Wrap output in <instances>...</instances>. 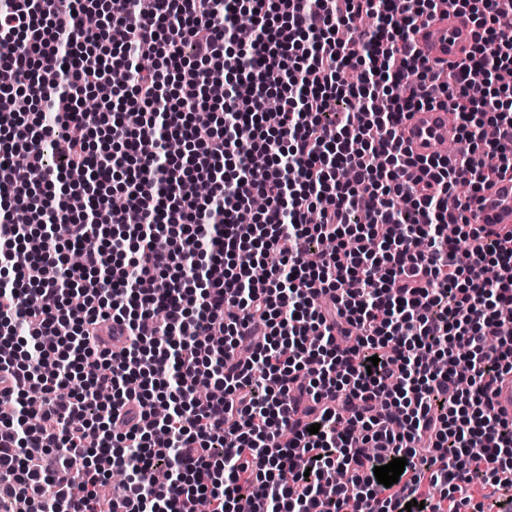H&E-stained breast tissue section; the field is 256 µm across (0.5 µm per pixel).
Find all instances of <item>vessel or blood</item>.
<instances>
[{
    "label": "vessel or blood",
    "mask_w": 512,
    "mask_h": 512,
    "mask_svg": "<svg viewBox=\"0 0 512 512\" xmlns=\"http://www.w3.org/2000/svg\"><path fill=\"white\" fill-rule=\"evenodd\" d=\"M413 38L421 56L429 64L438 65L465 56L472 42V26L451 10L443 18L419 27ZM402 134L419 155L433 154L441 146L452 152L458 147L456 128L442 108L413 113L404 123ZM481 197L473 208V223L512 229V178L498 181L484 190Z\"/></svg>",
    "instance_id": "vessel-or-blood-1"
}]
</instances>
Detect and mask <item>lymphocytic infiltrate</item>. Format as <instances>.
<instances>
[{
    "instance_id": "obj_1",
    "label": "lymphocytic infiltrate",
    "mask_w": 512,
    "mask_h": 512,
    "mask_svg": "<svg viewBox=\"0 0 512 512\" xmlns=\"http://www.w3.org/2000/svg\"><path fill=\"white\" fill-rule=\"evenodd\" d=\"M448 4L474 42L437 69L412 34ZM0 67V206L29 216L0 225L1 499L493 512L473 489H512V230L468 213L512 172V0H0ZM436 107L460 146L414 155L401 127ZM64 180L86 213L58 218ZM496 410L512 414V375H504L497 383L493 395Z\"/></svg>"
}]
</instances>
